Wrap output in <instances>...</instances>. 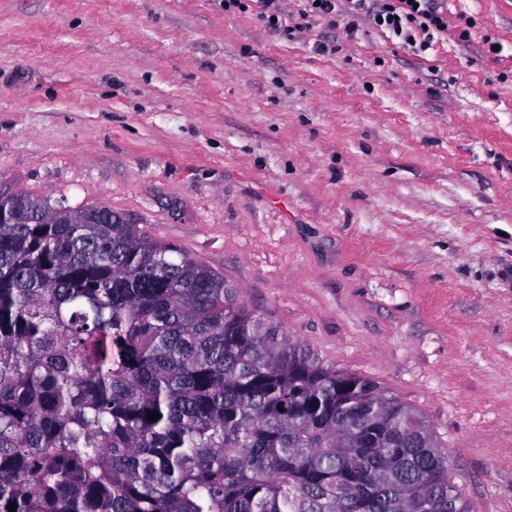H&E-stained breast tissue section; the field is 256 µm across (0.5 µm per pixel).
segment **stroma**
Masks as SVG:
<instances>
[{
	"label": "stroma",
	"instance_id": "1",
	"mask_svg": "<svg viewBox=\"0 0 512 512\" xmlns=\"http://www.w3.org/2000/svg\"><path fill=\"white\" fill-rule=\"evenodd\" d=\"M448 15L466 40L342 58L224 0H0V183L176 244L512 512V0Z\"/></svg>",
	"mask_w": 512,
	"mask_h": 512
}]
</instances>
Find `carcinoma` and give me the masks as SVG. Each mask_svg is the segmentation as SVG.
<instances>
[{"instance_id":"obj_1","label":"carcinoma","mask_w":512,"mask_h":512,"mask_svg":"<svg viewBox=\"0 0 512 512\" xmlns=\"http://www.w3.org/2000/svg\"><path fill=\"white\" fill-rule=\"evenodd\" d=\"M11 507L469 512L419 411L324 367L224 276L122 214L0 185Z\"/></svg>"}]
</instances>
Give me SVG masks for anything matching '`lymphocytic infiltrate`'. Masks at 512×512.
I'll list each match as a JSON object with an SVG mask.
<instances>
[{
    "label": "lymphocytic infiltrate",
    "mask_w": 512,
    "mask_h": 512,
    "mask_svg": "<svg viewBox=\"0 0 512 512\" xmlns=\"http://www.w3.org/2000/svg\"><path fill=\"white\" fill-rule=\"evenodd\" d=\"M289 13L285 0H224L228 14H251L273 35L295 40L322 27L317 53L340 54L345 39L355 38L361 25L384 33L397 47L423 56L448 35L447 0H302Z\"/></svg>",
    "instance_id": "obj_1"
}]
</instances>
